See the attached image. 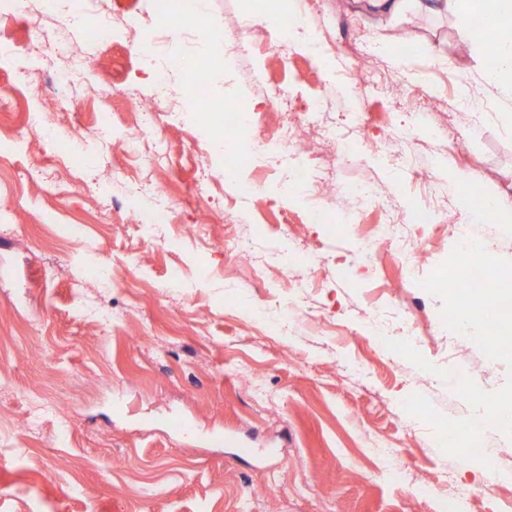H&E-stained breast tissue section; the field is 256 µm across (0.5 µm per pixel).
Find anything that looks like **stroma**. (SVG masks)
<instances>
[{"label": "stroma", "mask_w": 512, "mask_h": 512, "mask_svg": "<svg viewBox=\"0 0 512 512\" xmlns=\"http://www.w3.org/2000/svg\"><path fill=\"white\" fill-rule=\"evenodd\" d=\"M285 7L309 14L321 51L300 36L285 48L238 37L248 17L275 26L268 0H204L211 39L178 34L147 59L125 37L84 41L80 24L60 9L43 14L38 0L0 16V43L16 53L0 57V88L11 90L0 106V386L12 393L0 401V512H438L466 491V512H512V439L486 427L487 444L507 451L492 469L443 453L404 401L422 394L452 419L471 407L454 382L382 358L366 313L374 303L409 309L423 357L484 390L504 385L505 364L448 331L439 299L402 284L389 250L363 258L354 236L429 193L445 223L471 225L512 260V229L462 207L487 188L512 202V100L489 93L490 59L460 38L453 11L416 0L395 16L371 0ZM75 45L77 64L65 55ZM189 53L212 56L216 101L246 106L263 129L316 98L343 137L367 114L364 143L326 171L337 194L325 223H307L305 193L282 188L280 163L233 143L207 151L213 128L191 133L161 114L140 155L113 143L142 124L129 97L150 96L158 73L182 97ZM67 125L88 145L79 190L57 169ZM397 126L414 152L395 162ZM443 163L471 174L468 188L448 181ZM147 180L174 201V223L201 226L202 242L159 248L132 228L130 207L154 205L130 192ZM256 181L262 191L247 194ZM366 183L378 192L370 210L346 199ZM277 224L321 241L310 287L284 291L273 274L256 290L251 259L288 257ZM96 260L111 265L112 284L85 275ZM291 303L306 320L265 335L263 321ZM97 306L111 309L109 326L87 318ZM175 418L192 432L173 430Z\"/></svg>", "instance_id": "1"}]
</instances>
